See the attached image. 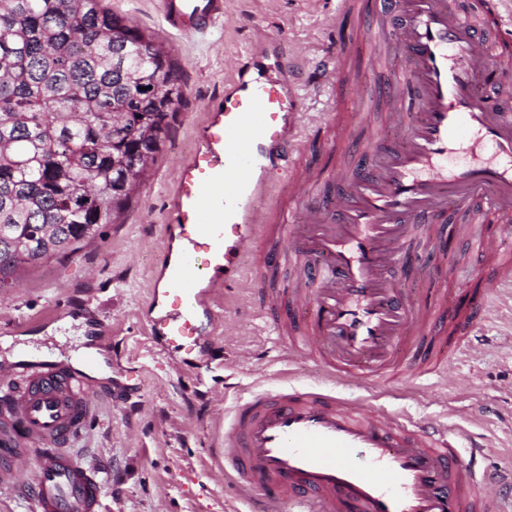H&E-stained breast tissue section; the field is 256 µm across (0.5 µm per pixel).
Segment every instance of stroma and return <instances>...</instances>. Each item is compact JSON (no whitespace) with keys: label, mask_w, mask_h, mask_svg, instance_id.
Masks as SVG:
<instances>
[{"label":"stroma","mask_w":512,"mask_h":512,"mask_svg":"<svg viewBox=\"0 0 512 512\" xmlns=\"http://www.w3.org/2000/svg\"><path fill=\"white\" fill-rule=\"evenodd\" d=\"M105 2L171 53L185 98L116 223L101 227L74 255L21 268L0 286V363L18 347L78 346L86 340L82 320L63 323L57 314L66 307L90 312L107 338L100 368L113 398L99 401L78 451L106 475L109 512H246L236 479L224 477L226 416L253 391L331 389L324 367L310 354L289 359L259 299L246 294L229 302L223 333L198 354L154 348L145 305L173 223L176 179L201 145L208 114L224 102L231 63L259 32L277 51H332L337 2L226 0L223 23L194 37L170 32L156 0ZM341 74L342 84L306 95L329 148L304 149L305 165L331 169L361 153L363 102L373 99L375 80L362 66ZM472 248L470 235L452 237L447 226L434 227L412 248L410 263L395 270L407 305L434 297L450 306L463 303L466 286L484 275ZM441 263L452 269L456 287L445 290L432 281L431 271ZM490 303L477 327L481 350L449 355L446 376L387 375L347 388L343 397L369 396L389 412L446 424L483 445L488 471H512V307L498 296ZM245 349L253 352L252 363H240Z\"/></svg>","instance_id":"stroma-1"}]
</instances>
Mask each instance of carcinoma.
Here are the masks:
<instances>
[{
	"label": "carcinoma",
	"mask_w": 512,
	"mask_h": 512,
	"mask_svg": "<svg viewBox=\"0 0 512 512\" xmlns=\"http://www.w3.org/2000/svg\"><path fill=\"white\" fill-rule=\"evenodd\" d=\"M183 98L176 62L102 0H0V285L129 208Z\"/></svg>",
	"instance_id": "1"
}]
</instances>
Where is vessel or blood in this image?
Instances as JSON below:
<instances>
[{
  "mask_svg": "<svg viewBox=\"0 0 512 512\" xmlns=\"http://www.w3.org/2000/svg\"><path fill=\"white\" fill-rule=\"evenodd\" d=\"M369 32L381 59L405 70L387 73L381 110L394 120L403 93L418 98L407 133L365 135V163L333 171L339 192L327 206L306 188L317 169L297 158L308 134L295 88L250 75L265 56V35L252 40L224 89L221 111L203 129L206 146L182 167L175 184V244L166 245L164 288L147 307L153 340L193 351L213 342L224 315L217 298L236 283L244 254H261L263 274L247 278L264 292L265 272L301 265L299 282L270 304L282 313L273 328L289 354L310 353L328 379L351 386L397 367L405 346L428 335L474 353L472 336L491 293L512 298V260L502 259L505 225L480 227L476 258L491 264L470 284L465 307L426 311L405 305L394 269L410 250L417 225L451 214L478 219L482 210L512 215V78L498 76L492 50L512 53V0H486L479 18L450 0H379ZM160 16L179 35L203 34L224 19V0H160ZM496 30V47L487 44ZM349 43L309 66L305 84L329 88ZM469 160L445 168L450 153ZM299 205L303 225L289 223L281 200ZM311 310L306 322L298 312ZM83 345L75 363L57 354H25L0 367V488L23 492L28 461L37 473L30 512H106V481L75 447L94 414L99 389L90 373L100 362ZM481 449L461 447L447 426L373 408L365 398L283 387L254 392L224 431V463L245 483L248 512H484L511 479L479 469Z\"/></svg>",
  "mask_w": 512,
  "mask_h": 512,
  "instance_id": "vessel-or-blood-1",
  "label": "vessel or blood"
}]
</instances>
